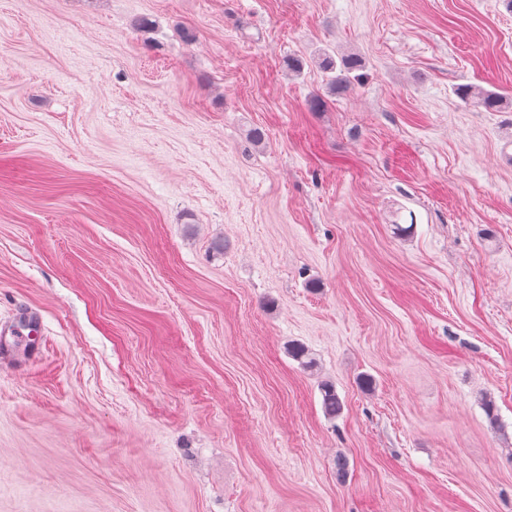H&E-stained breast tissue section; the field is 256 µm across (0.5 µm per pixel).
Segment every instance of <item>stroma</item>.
Segmentation results:
<instances>
[{
	"mask_svg": "<svg viewBox=\"0 0 512 512\" xmlns=\"http://www.w3.org/2000/svg\"><path fill=\"white\" fill-rule=\"evenodd\" d=\"M463 84L512 93L507 0H0V512H512V112ZM321 68L325 74L335 73L327 76V83L336 91V88L346 87L355 79L351 73L360 69L361 64L357 58H340V65L337 71L336 59L329 53H324L320 62ZM457 97L468 108L484 109L486 112H508L512 98L495 89L461 85L456 88ZM36 325L37 318L30 313H17L14 322L0 329V353H14L23 349L28 351V355L36 357L37 343L33 337Z\"/></svg>",
	"mask_w": 512,
	"mask_h": 512,
	"instance_id": "stroma-1",
	"label": "stroma"
}]
</instances>
